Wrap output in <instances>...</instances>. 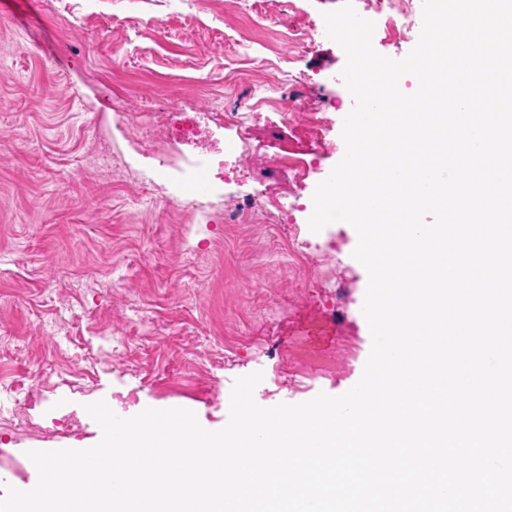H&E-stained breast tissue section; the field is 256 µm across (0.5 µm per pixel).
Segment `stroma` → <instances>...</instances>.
<instances>
[{
  "mask_svg": "<svg viewBox=\"0 0 512 512\" xmlns=\"http://www.w3.org/2000/svg\"><path fill=\"white\" fill-rule=\"evenodd\" d=\"M62 1L0 0V439L15 450L0 460V490L36 485L28 451L96 445L87 404L117 401L124 418L185 408L217 431L235 379L262 372L254 399L266 408L339 396L360 380L372 346L353 226L314 233L310 211L293 214L301 236L334 243L316 260L353 288L337 324L306 339L326 364L315 376L291 335L318 316L315 292L301 287L275 220L200 224L137 200L133 187L153 167L127 134L151 101L226 113L269 96L294 112L326 109L332 146L299 198L311 201L345 154L341 123L354 104L340 76L346 56L332 41L309 52L281 36L343 0H271L260 23L254 0H66V12ZM254 137L256 153L212 210L238 213L285 148L313 147L274 110ZM104 148L124 166L82 165ZM65 416L76 430L53 432Z\"/></svg>",
  "mask_w": 512,
  "mask_h": 512,
  "instance_id": "1",
  "label": "stroma"
}]
</instances>
